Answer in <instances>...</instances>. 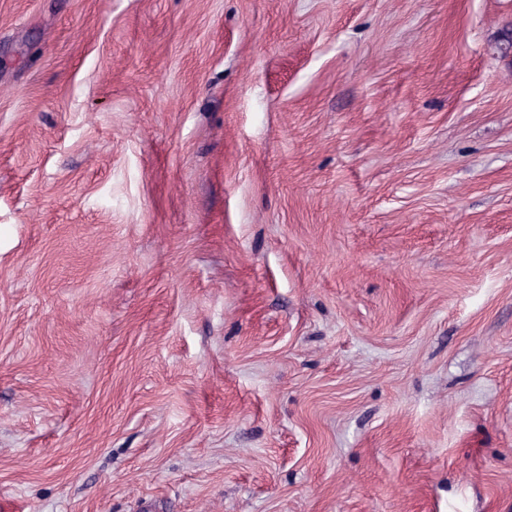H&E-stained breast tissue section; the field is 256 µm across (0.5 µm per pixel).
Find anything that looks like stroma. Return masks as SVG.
I'll return each mask as SVG.
<instances>
[{
	"instance_id": "stroma-1",
	"label": "stroma",
	"mask_w": 512,
	"mask_h": 512,
	"mask_svg": "<svg viewBox=\"0 0 512 512\" xmlns=\"http://www.w3.org/2000/svg\"><path fill=\"white\" fill-rule=\"evenodd\" d=\"M512 0H0V512H512Z\"/></svg>"
}]
</instances>
